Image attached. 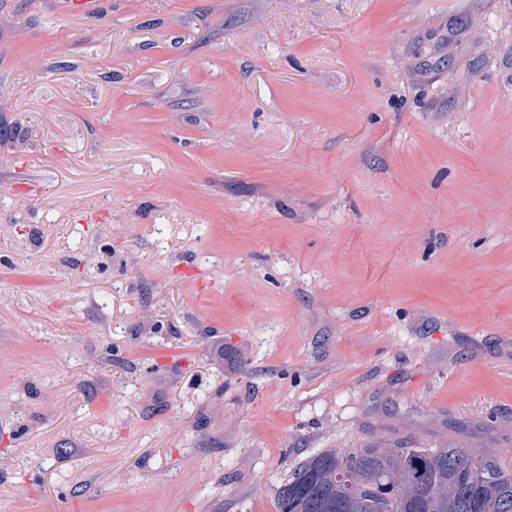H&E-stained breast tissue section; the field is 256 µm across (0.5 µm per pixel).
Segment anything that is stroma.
Returning a JSON list of instances; mask_svg holds the SVG:
<instances>
[{
    "label": "stroma",
    "mask_w": 512,
    "mask_h": 512,
    "mask_svg": "<svg viewBox=\"0 0 512 512\" xmlns=\"http://www.w3.org/2000/svg\"><path fill=\"white\" fill-rule=\"evenodd\" d=\"M375 445L512 459V0H0V512Z\"/></svg>",
    "instance_id": "obj_1"
}]
</instances>
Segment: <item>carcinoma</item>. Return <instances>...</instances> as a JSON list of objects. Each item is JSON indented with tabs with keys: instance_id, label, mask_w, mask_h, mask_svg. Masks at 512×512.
<instances>
[{
	"instance_id": "1",
	"label": "carcinoma",
	"mask_w": 512,
	"mask_h": 512,
	"mask_svg": "<svg viewBox=\"0 0 512 512\" xmlns=\"http://www.w3.org/2000/svg\"><path fill=\"white\" fill-rule=\"evenodd\" d=\"M277 512H512V461L483 448H349L302 462Z\"/></svg>"
}]
</instances>
